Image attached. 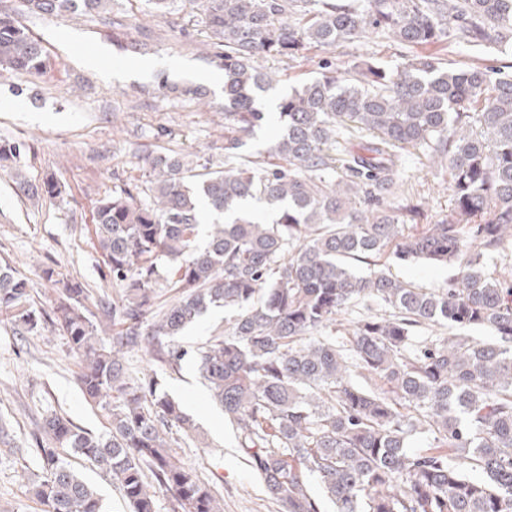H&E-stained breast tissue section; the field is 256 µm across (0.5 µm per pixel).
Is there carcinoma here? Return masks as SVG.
<instances>
[{
    "mask_svg": "<svg viewBox=\"0 0 512 512\" xmlns=\"http://www.w3.org/2000/svg\"><path fill=\"white\" fill-rule=\"evenodd\" d=\"M114 0H0V74L50 67L25 14H95L125 35ZM224 71V161L170 151L141 157L145 187L126 183L92 212L97 246L120 299L103 313L125 327L106 343L91 319L88 290L53 268L63 285L51 321L82 357L84 397L108 411L109 431L92 435L63 415L46 420L42 476L29 486L44 512H105L97 489L74 466L99 469L128 512H224L198 476L171 453L172 428L194 425L155 381L129 382L124 350L146 347L175 370L177 337L209 309L236 312L232 332L197 348L198 371L240 451L285 512H512V268L485 273L483 252L512 244V70L450 69L448 44L501 46L512 35V0H193ZM390 39L414 51L396 67L363 61L348 77L330 70L267 95L282 82L268 58L305 59L346 42ZM158 88L205 98L158 75ZM282 134L275 159L235 163L270 113ZM370 140L349 146V129ZM25 145L0 142V163ZM423 149L448 172L453 208L420 235L405 233L415 209L395 206L402 156ZM13 180L27 198L57 197L54 177ZM224 223L196 244L200 206ZM391 251L403 262L452 265L442 288H422L377 268ZM370 266L364 276L350 267ZM157 288L175 299L156 309ZM390 310L357 322L344 344L307 340L357 301ZM0 316L26 331L42 312L30 285L0 259ZM425 325L453 335L415 344ZM484 329L491 339L459 331ZM381 380L387 389L370 388ZM424 430L436 445L410 450ZM317 481L322 495L312 491Z\"/></svg>",
    "mask_w": 512,
    "mask_h": 512,
    "instance_id": "1",
    "label": "carcinoma"
}]
</instances>
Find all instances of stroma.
I'll return each mask as SVG.
<instances>
[{"label": "stroma", "instance_id": "obj_1", "mask_svg": "<svg viewBox=\"0 0 512 512\" xmlns=\"http://www.w3.org/2000/svg\"><path fill=\"white\" fill-rule=\"evenodd\" d=\"M191 0H174L170 14L133 32L135 47L112 40L111 27L95 17L31 15L24 23L50 57V72L31 77L0 75V141L25 143L22 158L29 179L55 175L67 188L60 198L27 199L18 193L8 170L0 169V257L32 285L33 298L50 311L59 288L43 281L50 265L88 288L86 306L97 312L100 300L118 299L103 254L92 233V211L116 183L141 178L143 155L187 149L200 157L223 158L224 102L221 70L201 46L199 22ZM394 41L350 42L333 56L337 74L375 58L395 66L408 56ZM101 64L92 67L90 56ZM449 68L512 65V47L451 45L441 53ZM165 73L178 85L204 87L210 103L165 95L155 82ZM402 193L418 209L408 232L421 233L447 214L452 202L448 176L436 172L428 156L408 153ZM386 270L400 280L426 288L445 286L451 271L442 265L403 263L382 257ZM133 379L154 378L161 391L179 400L201 435L175 430L173 453L196 470L222 500L224 512H283L239 452L231 425L202 383L192 358L179 371L155 367L143 351L127 353ZM80 356L51 326L33 332L0 320V420L13 430L10 446L0 445V512H43L28 493L41 475L37 437L46 418L67 416L93 433L105 432L108 414L87 403L77 376Z\"/></svg>", "mask_w": 512, "mask_h": 512}]
</instances>
